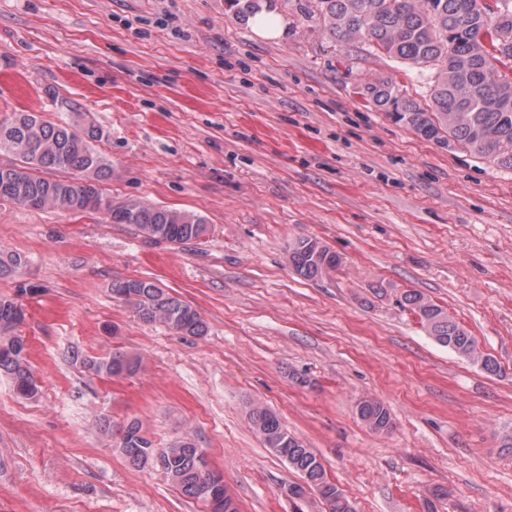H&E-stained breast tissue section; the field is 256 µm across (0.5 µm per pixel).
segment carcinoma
Returning <instances> with one entry per match:
<instances>
[{"label":"carcinoma","instance_id":"obj_1","mask_svg":"<svg viewBox=\"0 0 512 512\" xmlns=\"http://www.w3.org/2000/svg\"><path fill=\"white\" fill-rule=\"evenodd\" d=\"M228 10L246 23L272 0H225ZM483 0H304L301 15L318 22L319 28L338 41L352 37L368 46V52L418 68L426 89L427 104L403 91L392 77H379L363 84V91L379 111L407 130L450 149L461 146L480 159H491L497 167L512 171V83L496 84L493 73L500 66L512 68V0H500L494 29L488 30L490 47L480 43L487 30ZM67 121L53 123L35 112H10L0 116V153L13 155L16 163L0 167V201L33 210L57 208L74 213H105L115 224H131L145 237L175 245L200 243L210 232L205 218L192 212L130 199L114 202L99 183L112 174L109 161L93 143L103 130L85 120L80 106L69 99H54ZM462 112L466 119L448 124L445 116ZM43 168L67 173L63 178L40 176ZM288 261L307 280L323 277L342 263V258L323 242L298 237L288 245ZM18 254L0 252V278L22 266ZM112 293L133 316L159 323L184 335L202 336L206 325L190 304L170 295L155 283L124 279ZM403 301L418 322L439 345L459 357L478 364L488 373L499 371L497 363L481 358L473 336L441 306L417 292H407ZM25 313L16 300L0 297V377L11 380L16 391L33 397L37 387L25 355V343L16 334ZM137 355L114 352L106 357L85 359L93 373L130 376L141 367ZM357 412L373 432L391 431L393 422L384 404L364 398ZM252 428L267 447L297 471L303 483L288 486L293 491L296 512H304V490L317 493L328 512H355L336 484L328 480L316 453L288 433L270 410L255 406L249 413ZM128 461L151 463L182 494L199 501L214 498L219 512H239L236 499L224 484V474L201 463L196 444L189 437L174 440L154 455L150 441L138 422H129L117 443Z\"/></svg>","mask_w":512,"mask_h":512}]
</instances>
